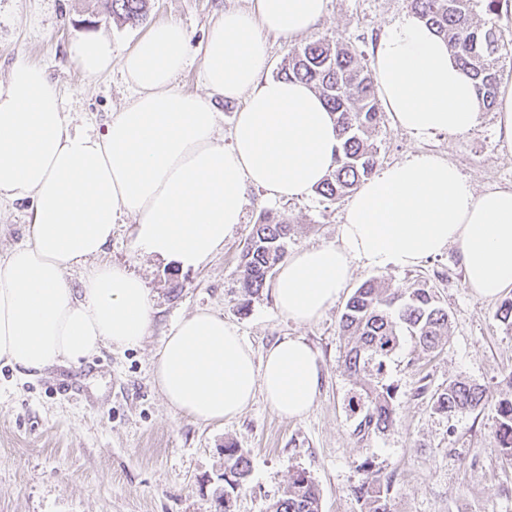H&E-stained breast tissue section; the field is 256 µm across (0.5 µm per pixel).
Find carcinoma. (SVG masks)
<instances>
[{
	"mask_svg": "<svg viewBox=\"0 0 512 512\" xmlns=\"http://www.w3.org/2000/svg\"><path fill=\"white\" fill-rule=\"evenodd\" d=\"M149 0H104L112 18L136 24L146 19ZM484 3L486 18L475 22L474 8ZM501 0H410V8L447 42L461 65L470 72L479 104L486 110L495 102L504 74V61L512 59V40L498 26ZM281 76L304 80L323 97L334 117L340 139L336 167L315 188L334 202L368 179L379 162L372 133L381 123L382 112L372 73L340 40L321 38L290 51ZM289 225L271 212L260 214L242 252L243 293L240 310L249 309L274 268L286 257ZM448 310L440 306L430 288L394 291L385 281L369 278L348 299L339 318L340 335L349 338L343 364L356 378L357 395L349 400L359 415L355 432L382 433L392 426L393 388L384 383L387 361L405 336L425 353L438 349L448 336ZM509 393L496 403L498 422L495 442L499 451L512 458V372L505 376ZM433 408L448 413H470L488 402L485 390L467 381L453 380L432 395ZM247 452L232 443L224 445V492L215 512H230L231 497L247 481ZM352 492L364 512H388V485L378 474H370ZM267 512H320L317 487L303 471L292 473L284 495Z\"/></svg>",
	"mask_w": 512,
	"mask_h": 512,
	"instance_id": "1",
	"label": "carcinoma"
}]
</instances>
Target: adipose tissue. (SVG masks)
Listing matches in <instances>:
<instances>
[{"label":"adipose tissue","instance_id":"ef3b65f1","mask_svg":"<svg viewBox=\"0 0 512 512\" xmlns=\"http://www.w3.org/2000/svg\"><path fill=\"white\" fill-rule=\"evenodd\" d=\"M328 2L227 8L195 52L175 22L153 26L118 56L104 36L72 41L68 56L85 76L117 66L132 90L101 137L73 129L43 66L15 61L0 80V204H28L29 237L0 260L1 362L34 375L148 335L149 289L101 259L118 218L133 219L143 252L196 267L241 223L247 187L298 199L327 177L339 145L335 122L312 85L267 76L264 36L307 34ZM195 55L201 95L178 84ZM373 77L385 112L417 138L477 122L470 76L415 14L381 36ZM216 96L241 104L226 139L217 134ZM451 247L475 296L512 288V189L475 193L449 161L411 153L360 185L336 243L288 256L271 293L286 318L308 324L340 296L354 265L412 268ZM78 266L74 288L66 275ZM152 375L174 410L210 424L237 417L259 394L283 417H301L322 372L302 337H283L259 357L223 315L200 309L171 327Z\"/></svg>","mask_w":512,"mask_h":512}]
</instances>
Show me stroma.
<instances>
[{"label": "stroma", "instance_id": "1", "mask_svg": "<svg viewBox=\"0 0 512 512\" xmlns=\"http://www.w3.org/2000/svg\"><path fill=\"white\" fill-rule=\"evenodd\" d=\"M249 6L250 0H150L146 20L131 25L105 15L100 0H0V78L18 58L42 63L75 126L102 134L130 91L117 69L84 76L67 57L71 41L102 33L119 54L155 24L174 21L197 42L224 8ZM409 9L408 0H330L324 19L306 35L268 37L267 74L277 76L289 49L324 37L340 38L371 66L378 38ZM495 126V110L484 109L463 133L419 139L386 116L372 140L380 163L426 151L456 165L476 191L512 188V149L502 145ZM345 206L314 193L272 201L249 189L242 224L223 250L196 268L143 254L131 220H119L104 258L128 267L149 288L150 334L139 345L104 348L39 375L23 376L0 362V512H215L228 441L247 450L251 465L232 512H266L297 470L315 483L321 512H361L352 489L370 471L390 481V512H512V460L494 446V406L448 414L429 398L456 379L495 397L512 372V330L496 317L498 300L477 298L467 287L455 249L412 269L355 266L347 289L306 325L282 315L267 287L240 312L242 249L259 214L272 212L290 225L286 250L292 253L336 242ZM373 277L393 289L432 288L450 327L447 344L431 354L402 339L385 375L394 389V424L361 437L349 407L358 388L343 367L347 340L338 320L353 288ZM200 308L223 314L259 356L277 339L304 337L323 372L309 413L285 419L261 397L221 424L174 411L152 379V362L177 319ZM72 376L81 389L77 398L59 389ZM423 382L429 392L421 396Z\"/></svg>", "mask_w": 512, "mask_h": 512}]
</instances>
